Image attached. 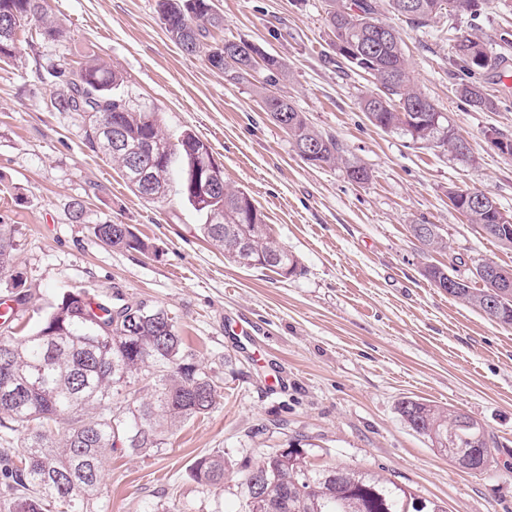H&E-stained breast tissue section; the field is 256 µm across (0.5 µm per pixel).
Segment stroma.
Here are the masks:
<instances>
[{"label":"stroma","instance_id":"35a3bbf8","mask_svg":"<svg viewBox=\"0 0 512 512\" xmlns=\"http://www.w3.org/2000/svg\"><path fill=\"white\" fill-rule=\"evenodd\" d=\"M62 29L0 63V227L15 245L26 301L17 323L34 330L63 294L87 289L96 301L143 303L173 317L195 362L221 393L214 409L135 455L114 449L99 512H244L245 466L275 448H297L318 468L353 464L382 474L447 512H512V326L452 297L425 269L470 279L492 261L512 267V249L469 224L449 188L493 197L512 215V156L490 130L512 134V77L485 81L497 106L474 111L455 91L454 39L473 33L497 50L512 32V0H487L477 15L443 12L398 29L418 88L466 140L460 157L373 125L360 107L372 77L349 69L331 46L332 0H217L223 28L214 42L248 41L281 58L279 88L314 129L342 143L344 163L313 166L263 109L264 72L232 84L204 55L168 37L157 0H49ZM89 50L124 76L125 97L157 112L163 132H194L247 193L273 235L298 262L297 275L225 260L201 236L200 215L178 192L150 200L85 141L81 114L52 106L61 86L46 67ZM370 173L349 180L347 164ZM83 201L72 222L70 205ZM127 224L147 251L118 250L97 224ZM433 224L445 250L424 246L412 227ZM407 398L431 401L479 421L495 439L489 463L458 467L398 414ZM223 452V487L192 478L197 458Z\"/></svg>","mask_w":512,"mask_h":512}]
</instances>
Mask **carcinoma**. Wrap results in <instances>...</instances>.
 I'll use <instances>...</instances> for the list:
<instances>
[{"label": "carcinoma", "mask_w": 512, "mask_h": 512, "mask_svg": "<svg viewBox=\"0 0 512 512\" xmlns=\"http://www.w3.org/2000/svg\"><path fill=\"white\" fill-rule=\"evenodd\" d=\"M209 0H158V13L169 38L188 54L202 53L211 69L224 80L240 84L255 70L251 59L235 67L215 59V47L203 39L211 28L224 26V18H211L204 6ZM328 12V27L336 41L358 50L345 58L347 65L366 72L380 83L378 92L365 95L360 107L369 120L385 129H400L408 106L418 104L422 120L417 140L437 147L457 139L455 129L433 121L437 109L417 87L407 65L404 40L398 30L383 39L368 22H380V7L407 19L414 28H424L443 9L478 14L484 0H351ZM11 22L15 31L35 21L37 35L56 41L62 37L48 21L47 0H0V22ZM480 48L483 63L472 69L469 57ZM453 62L463 72L456 92L474 110L491 112L496 100L485 92L481 77L496 70L500 57L473 35L457 37ZM266 84L275 86L285 76V64L277 57L266 60ZM49 74L60 79L63 90L53 100L58 112L85 114V141L117 164L129 186L139 195L144 190L128 175L125 151L101 140L94 122L108 112L116 118L122 136L133 147L150 138L167 151L166 161L152 169V189L160 197L169 192L167 175L179 159V192L203 218L199 230L204 239L224 252V257L242 264L241 250L251 245L264 255L263 268H289L297 263L288 249L273 239L265 215L241 191L224 188L213 201L200 206L190 192V180L199 154L213 157L207 143L191 131L172 143L160 129L158 115L132 108L121 87L122 74L93 54L77 68L67 63L50 66ZM279 111L294 121L295 136L316 143L315 165H331L344 153L338 140L311 129L287 96H281ZM468 221L499 244L512 248V222L502 224L501 210L486 206L465 209ZM95 235L105 245L142 251L145 243L127 224H98ZM13 265V242L0 231V270ZM473 288L465 282L458 298L478 307L488 318L512 326V300H505L494 313L485 302L493 289L484 278ZM143 376L150 396L114 401V395L133 375ZM217 386L212 377L192 362L173 318L158 307L107 306L94 301L85 290L64 295L40 327L28 334L0 337V512H97L103 468L115 448L135 453L158 449L165 436L186 421L207 414L216 404ZM402 421L415 433L464 468L472 448L490 450L493 439L482 424L470 416L419 399H405L398 406ZM67 426L56 439L54 428ZM26 432L20 446H13V433ZM224 453L196 459L194 479L206 486L224 484ZM265 474L261 504L251 498L253 472ZM248 512H447L430 500H420L404 487L380 474L351 465L316 469L307 465L297 448H277L266 454L243 475Z\"/></svg>", "instance_id": "cac0c4a2"}]
</instances>
